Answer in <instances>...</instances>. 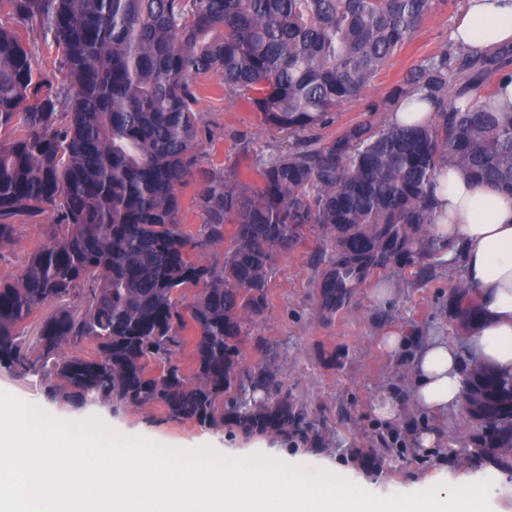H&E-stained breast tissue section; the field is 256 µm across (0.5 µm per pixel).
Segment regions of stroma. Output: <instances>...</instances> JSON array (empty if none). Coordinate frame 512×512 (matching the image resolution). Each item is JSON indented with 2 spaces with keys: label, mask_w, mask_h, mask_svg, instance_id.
Returning <instances> with one entry per match:
<instances>
[{
  "label": "stroma",
  "mask_w": 512,
  "mask_h": 512,
  "mask_svg": "<svg viewBox=\"0 0 512 512\" xmlns=\"http://www.w3.org/2000/svg\"><path fill=\"white\" fill-rule=\"evenodd\" d=\"M464 4L451 0L437 6L367 87L366 98L384 100L410 68L445 49ZM193 83L200 166L221 171L235 166L244 172L254 160L292 151L291 138L266 128L244 100L225 93L216 76H199ZM53 218L48 212L20 226L14 244L0 249V276L22 274L29 254L45 242ZM327 238L325 230L313 227L293 249L274 256L269 306L248 322L242 343L247 365L261 362L265 349H273L280 379L294 399L312 409L314 426L307 438L248 435L229 425L175 421L157 404L77 408L50 398L40 376L32 373L0 370V394L39 407L60 424L96 418L130 438L162 447L189 452L208 447L219 454L271 452L278 461L300 464L309 479L330 464L350 478L373 481L379 496L426 491L438 476L454 486L489 482L496 486L491 512H512V480H500L492 465L476 467L453 453L473 433L462 410L430 415L417 411L408 399L412 349L434 331L456 342L464 336L448 317V295L460 281L458 270L436 257L421 272L397 266L371 272L354 288L345 308L326 316L319 311L317 285L325 267L318 255ZM388 284L392 294L381 296L380 288ZM391 329L405 337L407 350L396 354L381 347L382 336ZM384 395L399 405L397 418L389 423L375 412ZM420 431L436 435L434 448L415 446ZM384 438L395 441L398 455L375 468L356 456V449L379 447Z\"/></svg>",
  "instance_id": "obj_1"
}]
</instances>
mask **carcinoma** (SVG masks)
<instances>
[{
  "label": "carcinoma",
  "instance_id": "obj_1",
  "mask_svg": "<svg viewBox=\"0 0 512 512\" xmlns=\"http://www.w3.org/2000/svg\"><path fill=\"white\" fill-rule=\"evenodd\" d=\"M438 0H0V245L17 217L55 214L49 241L24 273L0 278V369L33 371L74 406L156 403L177 421L229 424L249 435L306 436L309 407L267 360L242 364L249 319L264 314L274 254L311 224L338 258L318 283L334 314L368 273L419 267L448 250L435 234L431 187L448 165L512 193V48L446 49L407 71L365 117L325 136ZM41 29L60 58L67 105L35 65L21 30ZM215 75L295 150L251 165L258 184L197 166L191 79ZM429 120L390 123L413 94ZM195 182L204 219L179 221V189ZM231 228H226V225ZM229 247L220 263L202 249ZM86 302L82 311L69 301ZM56 302L35 347L26 321ZM465 328L478 314L468 288L448 296ZM96 342L90 357L62 345ZM188 351L189 371L173 360ZM472 463L512 472V378L466 371ZM364 456L376 467L398 452Z\"/></svg>",
  "mask_w": 512,
  "mask_h": 512
}]
</instances>
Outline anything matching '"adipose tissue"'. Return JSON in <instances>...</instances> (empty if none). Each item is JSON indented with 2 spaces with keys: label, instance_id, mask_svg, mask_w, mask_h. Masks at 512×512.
<instances>
[{
  "label": "adipose tissue",
  "instance_id": "obj_1",
  "mask_svg": "<svg viewBox=\"0 0 512 512\" xmlns=\"http://www.w3.org/2000/svg\"><path fill=\"white\" fill-rule=\"evenodd\" d=\"M451 39L465 50L512 42V0H465ZM432 207L435 232L453 244L442 259L460 268L462 284L477 295L480 315L467 328L465 344L433 333L416 351L409 398L429 414L459 407L463 356L497 374H512V196L444 167L434 179Z\"/></svg>",
  "mask_w": 512,
  "mask_h": 512
}]
</instances>
